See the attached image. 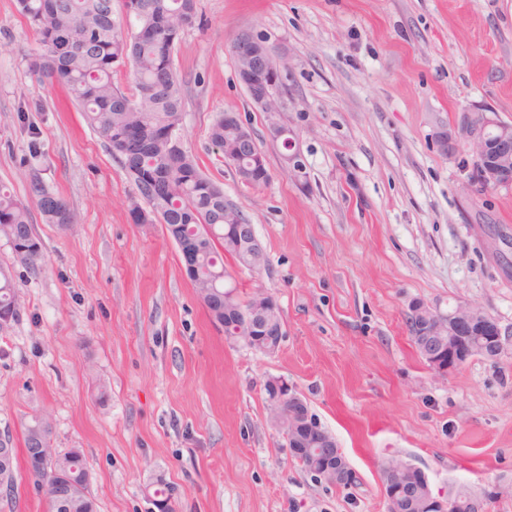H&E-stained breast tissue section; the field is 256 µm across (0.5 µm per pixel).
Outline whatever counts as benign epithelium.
Here are the masks:
<instances>
[{"instance_id": "7a95c632", "label": "benign epithelium", "mask_w": 512, "mask_h": 512, "mask_svg": "<svg viewBox=\"0 0 512 512\" xmlns=\"http://www.w3.org/2000/svg\"><path fill=\"white\" fill-rule=\"evenodd\" d=\"M231 52L235 60L245 62L238 67V74L252 103L259 108L269 106L276 112L283 111L288 104L283 78L285 65L275 62L271 48L249 34L232 44ZM224 116L234 120L237 126L240 156L255 150L254 136L239 116L234 112H226ZM436 138L444 152L464 141L474 154L479 180L485 187L512 185V123L498 120L492 110L479 105L465 108L457 123L437 132ZM165 228L181 254L186 276L196 281L200 269L193 253L185 249L183 225L167 224ZM228 228L237 248L263 266L264 249L254 225L230 224ZM33 237L35 233L31 230L25 238L12 235L8 238L15 254L24 261L31 257L28 242ZM258 293L259 298L248 311L226 304L221 310L223 316L214 319V323L224 329L227 339L273 354L286 334L285 324L275 298L262 289ZM410 315L414 323L410 329L413 342L428 366L440 375H448L474 357L496 361L505 352L506 331L497 319L476 304L458 305L441 314L423 303H415ZM265 387L270 395V420L288 441L289 455L308 460L311 473L319 479L340 485L346 482L347 469L336 441L313 419L307 402L278 377L268 378ZM24 456L28 473L43 474L47 482L43 496L59 512H68L74 502L91 497L90 471L71 470L70 462L53 448L51 418L33 417ZM15 458L12 442L1 438L0 485L3 487L11 483ZM383 494L391 512H411L413 503L404 486L387 482L383 484ZM426 507L429 512H453L457 499L430 497L426 499Z\"/></svg>"}]
</instances>
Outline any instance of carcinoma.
<instances>
[{
	"label": "carcinoma",
	"instance_id": "cac0c4a2",
	"mask_svg": "<svg viewBox=\"0 0 512 512\" xmlns=\"http://www.w3.org/2000/svg\"><path fill=\"white\" fill-rule=\"evenodd\" d=\"M115 0H17L19 12L28 20L39 44L48 51L38 54L31 67L40 77L64 84L83 112L88 125L115 149L112 140L119 132L149 137L148 144L124 156L123 167L133 179L144 205L133 213L143 224L152 222L155 211L168 224L209 226L196 250L202 279L198 289L207 287L210 276L229 277L224 257L244 265L232 238L224 235V216L238 224L246 223L242 210L224 202L219 185L205 176L185 152L167 149L165 136L180 133L183 121L182 83L174 68L175 46L170 38L156 33L164 29L173 35L183 27L195 0H120L126 27L116 21ZM81 33L87 39L84 49L69 48L72 37ZM130 63L135 87L161 85L148 96L129 97L113 79L114 65ZM210 137L229 164L235 163L236 133L232 123L217 119ZM44 183L34 174L28 182V196L38 203L47 224H72L74 215L63 201L50 207L40 204ZM30 223L29 210L7 191L0 190V225ZM235 293L238 306L246 310L256 292H243L231 282L219 288Z\"/></svg>",
	"mask_w": 512,
	"mask_h": 512
}]
</instances>
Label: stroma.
<instances>
[{
    "instance_id": "1",
    "label": "stroma",
    "mask_w": 512,
    "mask_h": 512,
    "mask_svg": "<svg viewBox=\"0 0 512 512\" xmlns=\"http://www.w3.org/2000/svg\"><path fill=\"white\" fill-rule=\"evenodd\" d=\"M243 31L287 66L279 122L305 177L239 79L229 45ZM38 50L16 0H0V189L27 201L39 175L77 221L66 231L31 209L36 268L0 237L18 303L0 327V437L23 448L47 411L55 448L83 450L99 512H157L161 485L172 512H387L392 460L436 493L512 512V343L441 376L406 324L417 302L473 303L512 328V186L482 188L469 147L435 138L474 104L512 123V0H196L174 51L183 146L266 251L256 272L224 264L240 289L278 300L286 334L271 356L213 324L163 225L133 215L120 159L32 72ZM228 111L265 152V184L241 181L211 143ZM270 376L333 435L354 483L289 456ZM15 476L0 512H43L24 466Z\"/></svg>"
}]
</instances>
